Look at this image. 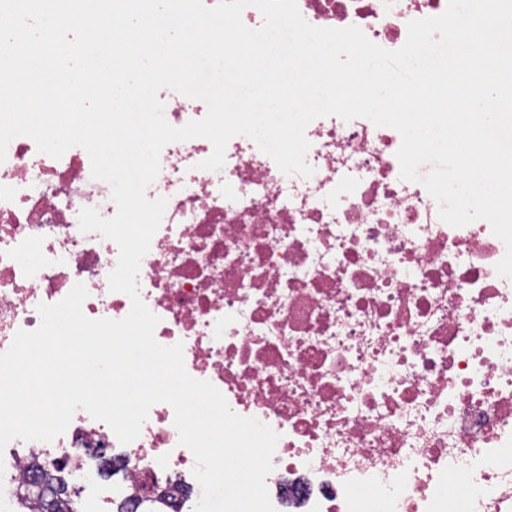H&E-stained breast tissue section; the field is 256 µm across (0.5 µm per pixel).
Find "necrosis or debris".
Returning a JSON list of instances; mask_svg holds the SVG:
<instances>
[{
    "label": "necrosis or debris",
    "mask_w": 512,
    "mask_h": 512,
    "mask_svg": "<svg viewBox=\"0 0 512 512\" xmlns=\"http://www.w3.org/2000/svg\"><path fill=\"white\" fill-rule=\"evenodd\" d=\"M448 0H297L317 27L358 26L401 48L407 25ZM311 177L288 176L245 136L217 171L211 143L167 144L147 190L166 199L138 274L164 346L182 344L187 372L230 408L278 433L266 478L281 512H512V280L495 266L505 246L487 221L443 222L422 184L402 180V138L365 118L306 128ZM106 218L111 188L88 153L55 159L19 136L0 163V352L39 327V304L75 284L92 319L124 318L111 291L117 244L81 232L78 214ZM72 489L93 483L92 449L118 458L113 502L153 482L172 490L165 512H195L202 488L174 410L154 404L139 437L76 410L52 440Z\"/></svg>",
    "instance_id": "4bbe7bcc"
}]
</instances>
